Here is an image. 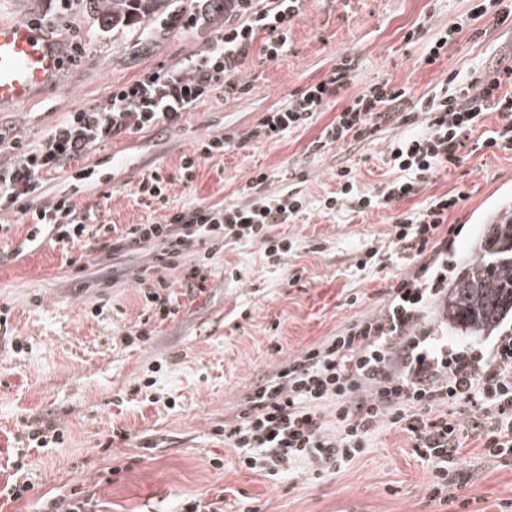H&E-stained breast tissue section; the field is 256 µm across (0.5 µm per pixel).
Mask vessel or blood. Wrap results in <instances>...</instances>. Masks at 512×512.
<instances>
[{
  "mask_svg": "<svg viewBox=\"0 0 512 512\" xmlns=\"http://www.w3.org/2000/svg\"><path fill=\"white\" fill-rule=\"evenodd\" d=\"M62 48L25 21L0 22V104L27 99L60 76Z\"/></svg>",
  "mask_w": 512,
  "mask_h": 512,
  "instance_id": "obj_1",
  "label": "vessel or blood"
}]
</instances>
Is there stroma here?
<instances>
[{"label": "stroma", "mask_w": 512, "mask_h": 512, "mask_svg": "<svg viewBox=\"0 0 512 512\" xmlns=\"http://www.w3.org/2000/svg\"><path fill=\"white\" fill-rule=\"evenodd\" d=\"M466 0H303L290 28L287 52L269 61L252 48L240 63L247 88L232 99L215 96L188 112L181 127L124 133L89 155L105 180L86 185L59 174L56 190L78 208L99 211L117 227L160 220L170 208L233 203L253 170L284 175L305 195L308 207L281 233L293 241L283 264L263 257L258 245L241 242L214 256L204 293L187 296L179 275L166 278L182 306L155 326L138 346L121 339L146 318L135 275L142 255L117 258L122 276L111 284L97 267L75 273L83 245L43 240L21 250L29 227L5 213L9 235L0 236V309L8 332L0 337V482L20 454L32 485L12 512H42L47 498L81 487L93 491L99 512H178L195 498L221 502L224 512H452L425 496L427 472L404 431L382 432L369 450L337 475L313 478L309 470L277 482L240 469L234 449L214 432L246 398L253 384L289 357L335 333L347 319L373 311L394 276L406 268L387 263L365 272L355 267L359 248L389 243L391 224L433 195L465 192L448 214L462 231L448 251L449 263L469 253L488 216L512 199V151L478 152L457 169L443 170L420 191L364 214H332L320 208L336 189V169L355 165L359 188L385 181V140L361 147L331 146L311 157L309 144L368 84L387 82L418 99L449 70L492 60L497 44H512V28L490 30L481 41L460 39L436 64L422 60L425 43ZM41 25L64 50L60 78L25 101L0 106V128L38 141L63 113L104 98L112 87L147 72L186 63L224 29L206 0L178 5L134 30L102 27L90 0H0V20ZM415 38H408L410 29ZM353 54L360 68L337 102L304 130L270 141L233 145L202 160L193 182L180 161L208 135H239L266 112L302 91ZM159 171L166 201L135 192L143 174ZM51 421L64 442L45 451H20L26 420ZM126 431L109 450L100 443L113 429ZM222 458L223 467L212 464ZM118 475H111L114 466ZM474 512H498L512 500V457L484 456L469 438L452 466Z\"/></svg>", "instance_id": "35a3bbf8"}]
</instances>
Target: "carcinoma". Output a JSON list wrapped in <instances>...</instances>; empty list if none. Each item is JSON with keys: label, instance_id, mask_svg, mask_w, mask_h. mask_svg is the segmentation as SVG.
Segmentation results:
<instances>
[{"label": "carcinoma", "instance_id": "obj_1", "mask_svg": "<svg viewBox=\"0 0 512 512\" xmlns=\"http://www.w3.org/2000/svg\"><path fill=\"white\" fill-rule=\"evenodd\" d=\"M102 26L132 29L165 13L175 0H91ZM512 316V218L484 225L471 255L448 281V330L487 336Z\"/></svg>", "mask_w": 512, "mask_h": 512}]
</instances>
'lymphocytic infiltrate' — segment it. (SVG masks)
Masks as SVG:
<instances>
[{"label":"lymphocytic infiltrate","mask_w":512,"mask_h":512,"mask_svg":"<svg viewBox=\"0 0 512 512\" xmlns=\"http://www.w3.org/2000/svg\"><path fill=\"white\" fill-rule=\"evenodd\" d=\"M302 0H234L235 19L190 64L164 74H148L112 89L102 101L65 113L39 141L22 142L0 132V150L15 159L0 162V210L18 209L30 230L27 242L92 244L94 262L143 253L178 273L190 292L205 290L209 259L242 241L258 243L264 257L282 263L293 248L275 229L294 221L305 199L293 186L271 190L274 174L255 170L239 189L237 202L171 209L158 222L125 229L99 221L93 210L78 209L70 195L53 191L56 174L72 171L92 181L94 171L79 167L112 138L159 126L180 127L186 114L212 93L242 91L238 64L264 36L267 60L282 56L288 30ZM512 20V0H472L465 13L449 20L428 43L423 61L440 60L461 34L478 39L488 26ZM360 67L347 55L320 80L269 111L242 141H262L310 126L335 101ZM498 113L499 126L472 139L486 113ZM395 134L384 163L390 180L359 189L355 168L336 171V192L322 201L326 212L365 213L418 193L440 170L465 164L474 149L512 150V50L470 75L449 73L432 91L410 101L406 89L390 83L367 86L308 148L321 155L331 145L374 143L384 130ZM462 193L429 197L419 209L400 215L392 226L391 253L360 251L355 264L370 270L385 258L407 271L387 291L377 312L357 315L336 334L289 358L256 383L237 414L218 432L237 453L240 467L287 477L297 464L333 474L353 462L382 431L398 428L410 436L428 472L429 501L467 512L448 475L450 461L470 434H477L489 457L512 455V326L481 347H452L430 318L437 302L448 299L449 211ZM193 265H186L187 255ZM149 318L164 323L180 306L164 277L151 265L137 278Z\"/></svg>","instance_id":"lymphocytic-infiltrate-1"}]
</instances>
